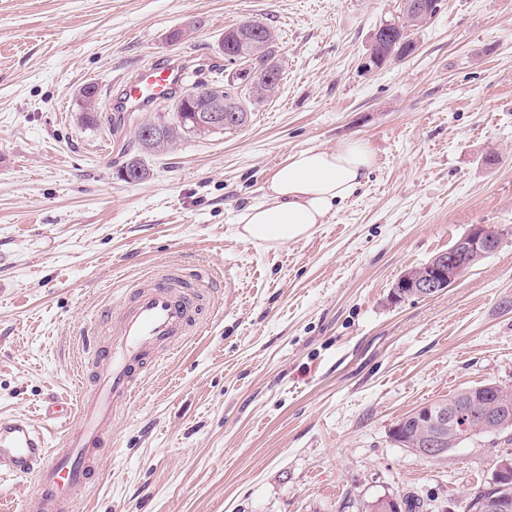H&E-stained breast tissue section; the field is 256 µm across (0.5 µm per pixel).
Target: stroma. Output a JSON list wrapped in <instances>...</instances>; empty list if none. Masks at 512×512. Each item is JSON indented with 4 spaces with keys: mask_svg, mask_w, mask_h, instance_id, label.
<instances>
[{
    "mask_svg": "<svg viewBox=\"0 0 512 512\" xmlns=\"http://www.w3.org/2000/svg\"><path fill=\"white\" fill-rule=\"evenodd\" d=\"M402 0H0V417L77 406L87 318L162 264L220 272L199 336L165 355L112 424L73 512H361L412 494L462 512L512 457V429L426 460L407 413L512 385V0H441L414 50L364 69ZM268 25L282 79L246 127L118 170L134 127L79 119L176 55L224 65L227 27ZM180 41H169L173 31ZM376 165L307 239L242 241L237 218L289 154L347 141ZM499 249L432 297L393 301L408 268L471 225Z\"/></svg>",
    "mask_w": 512,
    "mask_h": 512,
    "instance_id": "stroma-1",
    "label": "stroma"
}]
</instances>
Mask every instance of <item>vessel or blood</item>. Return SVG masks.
Instances as JSON below:
<instances>
[{"mask_svg":"<svg viewBox=\"0 0 512 512\" xmlns=\"http://www.w3.org/2000/svg\"><path fill=\"white\" fill-rule=\"evenodd\" d=\"M187 89L186 67L178 58L137 69L112 100L113 112H150L181 97ZM211 272L164 266L131 281L111 307L94 314L86 331L85 360L79 374L78 413L49 405L47 417L65 424L77 415L57 447L48 434L26 419L0 418V480L34 477L30 512H68L87 486L100 452L112 435L119 410L136 395L164 355L198 335L203 310L211 298Z\"/></svg>","mask_w":512,"mask_h":512,"instance_id":"b4317fda","label":"vessel or blood"}]
</instances>
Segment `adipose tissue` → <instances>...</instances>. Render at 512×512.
I'll return each instance as SVG.
<instances>
[{
    "label": "adipose tissue",
    "instance_id": "adipose-tissue-1",
    "mask_svg": "<svg viewBox=\"0 0 512 512\" xmlns=\"http://www.w3.org/2000/svg\"><path fill=\"white\" fill-rule=\"evenodd\" d=\"M374 165L373 151L358 141L288 155L268 177L263 201L239 215L241 240L275 247L309 237L356 193Z\"/></svg>",
    "mask_w": 512,
    "mask_h": 512
}]
</instances>
